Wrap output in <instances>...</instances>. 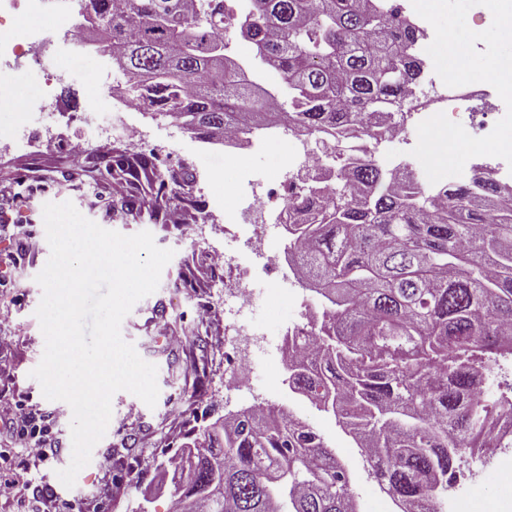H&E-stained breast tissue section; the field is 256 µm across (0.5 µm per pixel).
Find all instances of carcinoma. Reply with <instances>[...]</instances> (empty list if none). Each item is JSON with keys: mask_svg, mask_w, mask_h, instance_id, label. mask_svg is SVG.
Wrapping results in <instances>:
<instances>
[{"mask_svg": "<svg viewBox=\"0 0 512 512\" xmlns=\"http://www.w3.org/2000/svg\"><path fill=\"white\" fill-rule=\"evenodd\" d=\"M84 25H110L102 51L129 100L218 141L286 121L314 140L318 160L351 163L321 187L288 194L296 275L322 300L316 350L287 360L288 387L333 414L362 448L381 488L409 512H443L462 458L487 460L494 418L485 355L512 356V205L489 177L443 187L384 169L353 149L397 126L421 81L423 32L395 0H243L241 35L280 78L256 90L225 54L224 22L206 0H95ZM153 155L112 159V179L139 190ZM146 202L112 215L150 216L184 204L186 172L157 176ZM177 512H357L347 469L311 424L271 405L214 422L169 462Z\"/></svg>", "mask_w": 512, "mask_h": 512, "instance_id": "1", "label": "carcinoma"}]
</instances>
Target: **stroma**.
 Returning a JSON list of instances; mask_svg holds the SVG:
<instances>
[{"label": "stroma", "mask_w": 512, "mask_h": 512, "mask_svg": "<svg viewBox=\"0 0 512 512\" xmlns=\"http://www.w3.org/2000/svg\"><path fill=\"white\" fill-rule=\"evenodd\" d=\"M106 60L100 51H90L82 61L81 81L57 88L55 116L42 131L37 152L0 149V215L21 214L24 225L32 227L42 243L37 259L23 256L14 266L0 264V337L12 338L15 345L11 356L0 353V394L19 398L27 408L52 416L51 439L62 449L61 454L27 471L31 487L20 499L0 506V512H37L40 499L72 503V512H139L143 507L148 512H168L171 496L165 470L169 459L215 421L260 403L289 411L321 432L326 445L349 471L359 512H400L365 467L352 436L334 416L288 388L281 354L272 352L260 359L241 393L227 394L224 387L226 352L233 346L245 349L246 344L229 330L224 305L234 292L237 274L232 270L214 273L211 256L226 249L234 230L225 223L224 210L235 203L234 187L240 174L247 171L267 180L277 179L288 157L287 141L249 143L226 151L182 130L170 119L125 107L120 89L104 86L95 91L89 84L96 65ZM91 106L98 107L103 121L139 125L141 140L116 141L80 155L55 148L59 135L80 136L70 115ZM149 151L156 155L161 172L191 173L190 194L198 211H209L208 223H198L190 216L184 227L176 229L135 215L111 219L113 197L111 180L102 174L105 164L118 152ZM64 201L72 202L84 217L103 228L124 235L150 231L159 247L175 252L158 289L138 301L121 324L123 339L158 368L157 403L151 408L129 392H116L107 431L70 489L61 483L57 472L66 468L72 457L71 408L66 402L46 399L40 383L31 376L45 347L35 315L43 295L35 277L50 255L43 206ZM305 293V287L295 282L284 295L263 292L254 311L255 322L269 335H284L300 319L293 298ZM202 306L211 310L204 325L195 319ZM170 330L183 337L181 347L166 343L163 334ZM497 465L512 468L511 448L497 450L489 465L474 463L478 479L460 500L458 512H512V486L498 480L493 472Z\"/></svg>", "instance_id": "obj_1"}]
</instances>
